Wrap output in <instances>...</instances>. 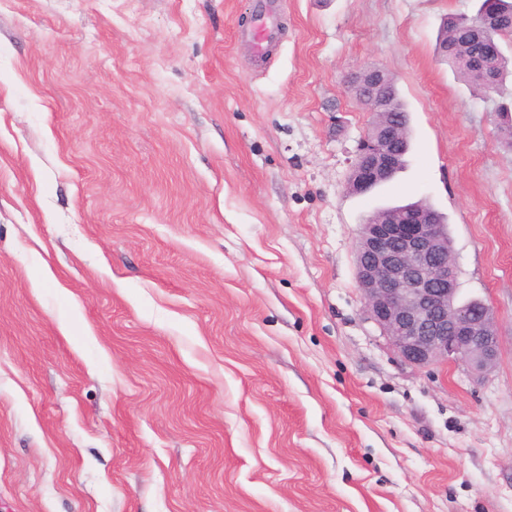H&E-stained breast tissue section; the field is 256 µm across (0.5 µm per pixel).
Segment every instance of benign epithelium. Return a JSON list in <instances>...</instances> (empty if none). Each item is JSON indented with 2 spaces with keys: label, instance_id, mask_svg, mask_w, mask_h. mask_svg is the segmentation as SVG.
I'll return each mask as SVG.
<instances>
[{
  "label": "benign epithelium",
  "instance_id": "obj_1",
  "mask_svg": "<svg viewBox=\"0 0 512 512\" xmlns=\"http://www.w3.org/2000/svg\"><path fill=\"white\" fill-rule=\"evenodd\" d=\"M502 32L486 24L477 31L481 51L474 54L475 67L483 70L496 58ZM387 76L369 67L353 84L368 110L384 118L371 121L357 151L348 180L352 193L366 194L390 178L404 154V124L392 115ZM356 278L367 319L406 364L452 362L478 375L494 366L499 338L493 311L482 301L475 307L457 303V264L434 212H395L362 225Z\"/></svg>",
  "mask_w": 512,
  "mask_h": 512
}]
</instances>
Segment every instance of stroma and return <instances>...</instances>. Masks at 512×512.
<instances>
[{
	"label": "stroma",
	"instance_id": "stroma-1",
	"mask_svg": "<svg viewBox=\"0 0 512 512\" xmlns=\"http://www.w3.org/2000/svg\"><path fill=\"white\" fill-rule=\"evenodd\" d=\"M0 0V512H512V147L441 60L477 0ZM391 74L406 163L347 190ZM448 219L481 376L400 361L355 253ZM254 13L256 25L241 33L252 41L256 47V63L259 67H265L271 58L272 47L279 39V29L270 19L269 0H254Z\"/></svg>",
	"mask_w": 512,
	"mask_h": 512
}]
</instances>
